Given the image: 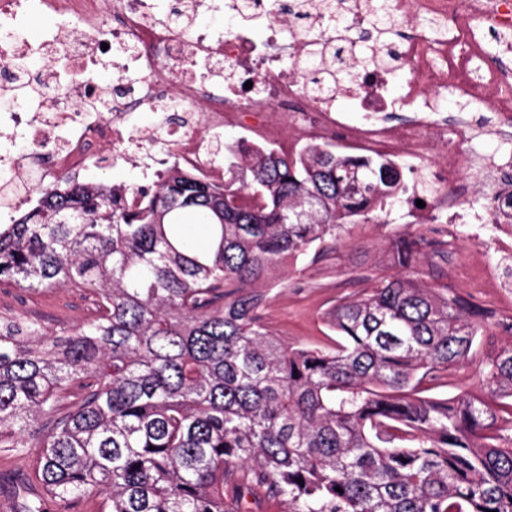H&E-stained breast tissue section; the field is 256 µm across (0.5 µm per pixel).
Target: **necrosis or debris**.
Listing matches in <instances>:
<instances>
[{"instance_id":"4bbe7bcc","label":"necrosis or debris","mask_w":512,"mask_h":512,"mask_svg":"<svg viewBox=\"0 0 512 512\" xmlns=\"http://www.w3.org/2000/svg\"><path fill=\"white\" fill-rule=\"evenodd\" d=\"M219 3L233 21L221 35L159 13L156 0H10L0 7V100L13 105L0 113V189L8 191L9 207L27 203L38 183L92 165L131 162L149 170L172 160L223 180L215 143L228 125L238 130L232 156L279 148L280 135L290 132L298 151L319 140L342 155L408 160L412 183L396 212L399 224L424 214L433 224L460 221L449 203L424 195L423 173L432 168L444 182L449 171L474 166L485 195L501 197L496 163L465 152L477 137L471 121L447 128L432 116L451 90L475 102L492 98L512 127V81L495 67L480 69L485 48L478 35L482 28L512 30V0H390V16L413 24L415 33L392 65L358 74L347 90L359 102L354 112L315 92L299 61L312 39L359 29L367 14L361 0H342V28L322 18L311 35L259 17L267 29L260 47L235 24L247 0H185L194 13ZM43 12L60 21L34 44L18 20ZM448 20L452 37L424 34L425 24ZM103 70L115 75L113 85L99 82ZM405 70L403 94L388 97L390 80ZM145 109L156 113L148 126L138 123ZM394 111L406 120L391 124ZM20 140L28 150H16Z\"/></svg>"}]
</instances>
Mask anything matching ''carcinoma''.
Instances as JSON below:
<instances>
[{"label": "carcinoma", "instance_id": "1", "mask_svg": "<svg viewBox=\"0 0 512 512\" xmlns=\"http://www.w3.org/2000/svg\"><path fill=\"white\" fill-rule=\"evenodd\" d=\"M390 30L386 3L349 41ZM310 58L334 81L323 43ZM213 183L175 166L154 191L64 176L0 224V284L82 288L92 316L49 334L0 318V450L35 449L42 495L69 512H239L257 487L289 512H512V339L479 386L429 385L469 361L490 313L411 276L336 304L323 346L280 340L255 285L372 220L400 166L311 145L255 151ZM209 227L196 244L179 226ZM422 236L398 237L405 269ZM341 491H336V488Z\"/></svg>", "mask_w": 512, "mask_h": 512}]
</instances>
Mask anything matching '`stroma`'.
<instances>
[{
	"instance_id": "stroma-1",
	"label": "stroma",
	"mask_w": 512,
	"mask_h": 512,
	"mask_svg": "<svg viewBox=\"0 0 512 512\" xmlns=\"http://www.w3.org/2000/svg\"><path fill=\"white\" fill-rule=\"evenodd\" d=\"M441 113L447 117L463 114L483 126L486 133L476 140L475 150L495 157L501 164L512 161V136L499 134V115L491 102L471 103L450 93L444 98ZM422 233L431 245L415 265L418 279L433 288H448L494 313L499 322L492 332L478 337L470 361L432 384L430 393L449 398L461 386L475 385L478 362L485 350L490 344L512 338L506 329L507 324H512V288L496 287L489 277L499 259L498 253L485 245L496 234L491 224H456L429 231L420 224L354 221L348 224L341 241L324 255L310 253L288 261L287 277L281 285L260 286L266 325L289 343L325 342L329 329L324 315L332 306L357 298L380 281L398 275V268L385 258L390 239ZM91 312L90 295L76 288L27 292L0 285V316L22 314L53 332L84 321ZM33 471V456L17 460L0 452V512H10L23 499L38 494L37 485L19 486L13 482L15 475Z\"/></svg>"
}]
</instances>
